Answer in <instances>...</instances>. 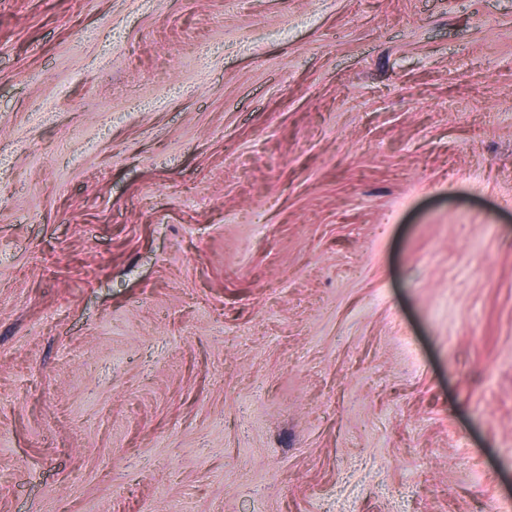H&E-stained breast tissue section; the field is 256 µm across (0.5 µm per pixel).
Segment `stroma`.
<instances>
[{"label": "stroma", "mask_w": 512, "mask_h": 512, "mask_svg": "<svg viewBox=\"0 0 512 512\" xmlns=\"http://www.w3.org/2000/svg\"><path fill=\"white\" fill-rule=\"evenodd\" d=\"M512 503V0H0V512Z\"/></svg>", "instance_id": "35a3bbf8"}]
</instances>
